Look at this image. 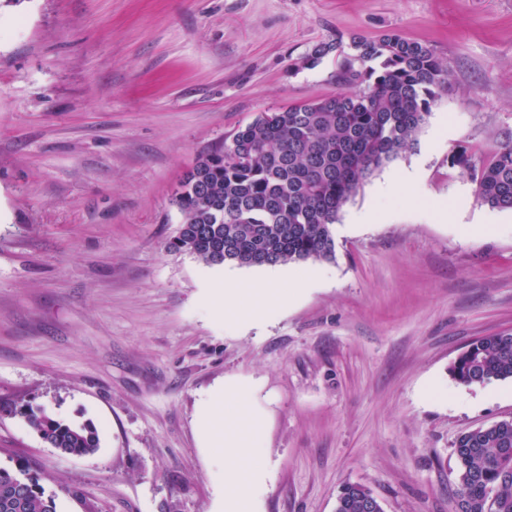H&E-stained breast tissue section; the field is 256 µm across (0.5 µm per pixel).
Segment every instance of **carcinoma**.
<instances>
[{
	"instance_id": "carcinoma-1",
	"label": "carcinoma",
	"mask_w": 512,
	"mask_h": 512,
	"mask_svg": "<svg viewBox=\"0 0 512 512\" xmlns=\"http://www.w3.org/2000/svg\"><path fill=\"white\" fill-rule=\"evenodd\" d=\"M336 53L337 81L350 90L262 112L224 147L201 154L185 174L173 204L181 214L168 248L207 265L263 266L335 258L331 226L362 183L417 145L450 62L433 48L388 32L354 36L351 52L324 42L301 58L314 67ZM477 197L512 210V143L471 168ZM472 386L512 380V333L471 342L449 367ZM42 441L65 455L98 449L89 424H70L32 408L24 412ZM462 512H512V421L462 433L454 442ZM372 497L343 485L336 512H363ZM0 512H56L36 479L0 469Z\"/></svg>"
}]
</instances>
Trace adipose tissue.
<instances>
[{"mask_svg":"<svg viewBox=\"0 0 512 512\" xmlns=\"http://www.w3.org/2000/svg\"><path fill=\"white\" fill-rule=\"evenodd\" d=\"M289 276L281 265L262 280L246 283L228 271L213 283L210 298L228 324L259 327L289 298L283 286ZM260 392L255 379L229 375L198 400L194 427L199 444L222 449L225 459L224 494L216 512H258L257 496L271 479L266 464L258 460L271 422Z\"/></svg>","mask_w":512,"mask_h":512,"instance_id":"ef3b65f1","label":"adipose tissue"}]
</instances>
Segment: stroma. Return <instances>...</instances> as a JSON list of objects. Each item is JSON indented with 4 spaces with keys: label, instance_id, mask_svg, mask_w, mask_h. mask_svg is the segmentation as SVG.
Wrapping results in <instances>:
<instances>
[{
    "label": "stroma",
    "instance_id": "1",
    "mask_svg": "<svg viewBox=\"0 0 512 512\" xmlns=\"http://www.w3.org/2000/svg\"><path fill=\"white\" fill-rule=\"evenodd\" d=\"M386 31L451 63L444 148L364 181L330 283L227 327L205 298L216 267L166 247L183 175L259 113L345 91L335 56L297 68L315 45ZM509 140L512 0H0V468L56 512H211L224 461L198 446L197 401L244 375L272 416L260 512H335L348 482L384 512H451L455 439L512 419L511 380L448 372L512 332V211L470 171ZM419 163L423 195L384 202L394 223L343 231ZM437 205L447 220L419 218ZM26 407L91 424L96 453L49 447Z\"/></svg>",
    "mask_w": 512,
    "mask_h": 512
}]
</instances>
